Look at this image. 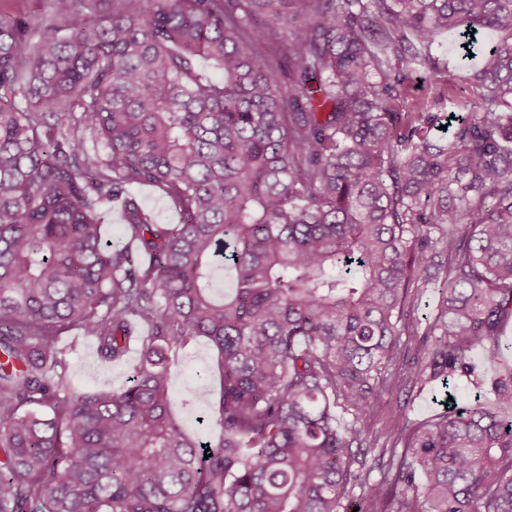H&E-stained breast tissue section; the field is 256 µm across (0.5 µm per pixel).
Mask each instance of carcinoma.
<instances>
[{"mask_svg": "<svg viewBox=\"0 0 512 512\" xmlns=\"http://www.w3.org/2000/svg\"><path fill=\"white\" fill-rule=\"evenodd\" d=\"M88 2L98 22L53 0L36 39L0 21V512H345L356 488L358 512H512V0ZM446 32L480 56L473 95L397 111L408 72L448 81ZM438 281L422 330L403 304ZM70 330L104 363L139 342L129 384L74 387ZM200 338L204 442L169 391V351ZM476 351L490 396L368 464L389 387L448 388ZM132 192L138 196L142 205L162 224H176L179 221L177 211L169 201L149 186H135ZM105 212V238L112 242V245H123L127 242L124 234V221L119 204L103 208Z\"/></svg>", "mask_w": 512, "mask_h": 512, "instance_id": "cac0c4a2", "label": "carcinoma"}]
</instances>
